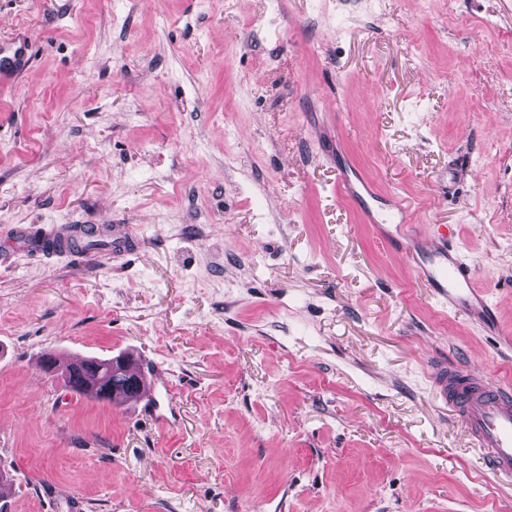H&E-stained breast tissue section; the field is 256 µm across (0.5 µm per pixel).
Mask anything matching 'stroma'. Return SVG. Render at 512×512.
Here are the masks:
<instances>
[{
    "label": "stroma",
    "instance_id": "35a3bbf8",
    "mask_svg": "<svg viewBox=\"0 0 512 512\" xmlns=\"http://www.w3.org/2000/svg\"><path fill=\"white\" fill-rule=\"evenodd\" d=\"M18 37L0 512H512L429 382L512 385V0H0ZM389 194L414 208L390 241ZM73 224L139 245L1 250ZM442 224L498 327L420 281L409 240ZM46 352L160 368L176 422L68 391Z\"/></svg>",
    "mask_w": 512,
    "mask_h": 512
}]
</instances>
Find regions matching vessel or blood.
Returning <instances> with one entry per match:
<instances>
[{
    "label": "vessel or blood",
    "instance_id": "vessel-or-blood-1",
    "mask_svg": "<svg viewBox=\"0 0 512 512\" xmlns=\"http://www.w3.org/2000/svg\"><path fill=\"white\" fill-rule=\"evenodd\" d=\"M31 58L26 40L13 42L0 50V81L13 79ZM17 238L37 250L67 247L69 243L85 245L94 236L105 237L112 251L132 249L138 242L133 226L82 224L71 230L46 233L17 228ZM420 279L429 295L449 310H465L479 319L490 317V307L476 288L470 267L456 252L432 247L426 262L418 267ZM129 374L138 386L129 395L131 402L149 405L159 425L170 422L174 391L161 372H148L140 364L131 365ZM430 378L444 401L451 406L476 448L483 466L491 475L512 480V388L492 382L488 377L441 361L434 363Z\"/></svg>",
    "mask_w": 512,
    "mask_h": 512
}]
</instances>
